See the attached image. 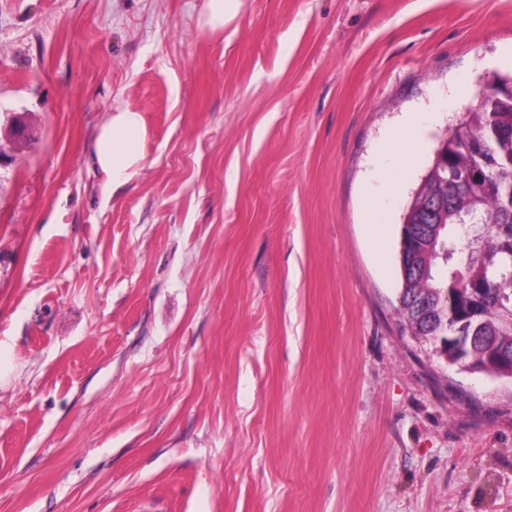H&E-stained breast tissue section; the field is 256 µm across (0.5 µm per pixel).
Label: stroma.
I'll use <instances>...</instances> for the list:
<instances>
[{
  "label": "stroma",
  "mask_w": 512,
  "mask_h": 512,
  "mask_svg": "<svg viewBox=\"0 0 512 512\" xmlns=\"http://www.w3.org/2000/svg\"><path fill=\"white\" fill-rule=\"evenodd\" d=\"M204 2L0 0V124L33 133L0 132V512H512V381L397 316L512 0H240L215 32ZM408 114L423 148L386 155ZM145 128L139 112L129 107L112 110L94 137L92 159L112 183V189L128 184L144 160Z\"/></svg>",
  "instance_id": "1"
}]
</instances>
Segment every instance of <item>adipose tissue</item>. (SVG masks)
<instances>
[{
    "instance_id": "adipose-tissue-1",
    "label": "adipose tissue",
    "mask_w": 512,
    "mask_h": 512,
    "mask_svg": "<svg viewBox=\"0 0 512 512\" xmlns=\"http://www.w3.org/2000/svg\"><path fill=\"white\" fill-rule=\"evenodd\" d=\"M145 128L139 112L129 107L112 110L94 137L92 159L113 187L128 184L144 160Z\"/></svg>"
}]
</instances>
